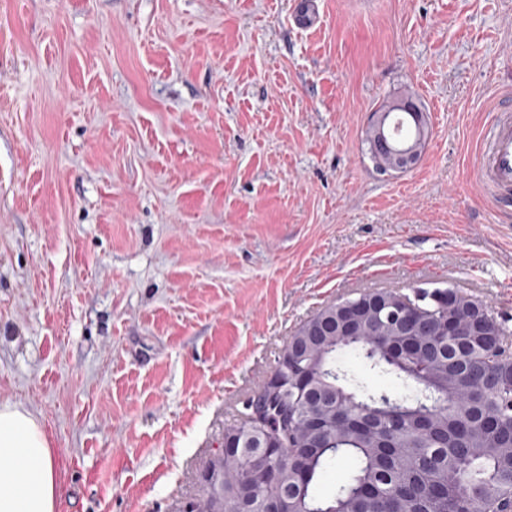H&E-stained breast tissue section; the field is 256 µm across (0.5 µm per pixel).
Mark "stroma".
<instances>
[{
	"label": "stroma",
	"mask_w": 512,
	"mask_h": 512,
	"mask_svg": "<svg viewBox=\"0 0 512 512\" xmlns=\"http://www.w3.org/2000/svg\"><path fill=\"white\" fill-rule=\"evenodd\" d=\"M0 0V401L58 512H177L323 307L452 288L512 331V206L475 180L512 0ZM410 91L413 167L366 131ZM404 102L412 104L415 107L416 112H413V109L409 105H405L404 109L406 111L410 112V116L412 117L414 122L419 127H421L423 116H422V113H420V112H423V111H422L421 107L417 104V102L415 101L413 95L408 92L402 93L390 100L383 102L380 105V107L378 109H376L373 113L376 114V113H385L386 112V113H389V117L392 114L406 115L399 108V105ZM414 122H412L413 127H414V132H413V135L410 136L409 134L411 133L412 127L405 122L404 118H397V120L394 123V135L397 137H401V139H398L395 137L396 140L401 141V142H406V141L417 142L419 140H422L421 151H423L425 143H426V139L428 136L427 121H425V124H424V133H421L420 128L417 125H415Z\"/></svg>",
	"instance_id": "35a3bbf8"
}]
</instances>
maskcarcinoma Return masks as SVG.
<instances>
[{
    "label": "carcinoma",
    "instance_id": "carcinoma-1",
    "mask_svg": "<svg viewBox=\"0 0 512 512\" xmlns=\"http://www.w3.org/2000/svg\"><path fill=\"white\" fill-rule=\"evenodd\" d=\"M412 94L383 102L376 112L399 114ZM401 141L426 140L428 133L405 119L394 123ZM444 289L416 291L407 307L374 315L362 336L322 332L290 367L280 370L288 394L269 401L265 423L279 425L278 407L288 417V445L265 457L272 480L266 494L288 497V512H507L512 508V380L502 374L486 346L458 349L442 344L448 310ZM399 324L416 350L390 358L372 349ZM356 352L370 367L392 374L404 393L375 391L336 369V354ZM302 368L320 401L306 405L291 368ZM336 412V425L315 421ZM224 486L197 489L188 512H234L252 507L247 496L252 466L239 449L217 450ZM339 458L352 466L349 480L330 496L315 486Z\"/></svg>",
    "mask_w": 512,
    "mask_h": 512
}]
</instances>
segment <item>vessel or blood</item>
Returning <instances> with one entry per match:
<instances>
[{
  "label": "vessel or blood",
  "mask_w": 512,
  "mask_h": 512,
  "mask_svg": "<svg viewBox=\"0 0 512 512\" xmlns=\"http://www.w3.org/2000/svg\"><path fill=\"white\" fill-rule=\"evenodd\" d=\"M478 182L494 202L512 197V105H499L481 134Z\"/></svg>",
  "instance_id": "b4317fda"
}]
</instances>
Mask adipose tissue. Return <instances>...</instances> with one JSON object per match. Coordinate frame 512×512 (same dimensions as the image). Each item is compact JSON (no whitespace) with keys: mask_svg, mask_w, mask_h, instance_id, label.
Segmentation results:
<instances>
[{"mask_svg":"<svg viewBox=\"0 0 512 512\" xmlns=\"http://www.w3.org/2000/svg\"><path fill=\"white\" fill-rule=\"evenodd\" d=\"M0 449V512H57L60 471L39 416L0 401Z\"/></svg>","mask_w":512,"mask_h":512,"instance_id":"adipose-tissue-1","label":"adipose tissue"}]
</instances>
